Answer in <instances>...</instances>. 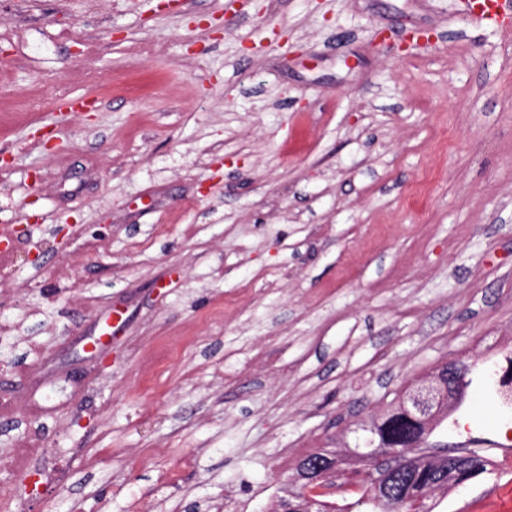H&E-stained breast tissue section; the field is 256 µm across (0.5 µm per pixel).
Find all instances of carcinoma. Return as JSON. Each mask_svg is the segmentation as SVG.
Returning <instances> with one entry per match:
<instances>
[{
  "mask_svg": "<svg viewBox=\"0 0 512 512\" xmlns=\"http://www.w3.org/2000/svg\"><path fill=\"white\" fill-rule=\"evenodd\" d=\"M448 413L433 416H407L405 409L396 406L378 424L370 429L374 438L366 477L355 491L358 498L348 508L362 512H432V492L451 484V480L469 481L485 472L488 458L478 450L447 452V445L432 440L437 424L445 421ZM378 458H398L402 469H380ZM307 482L301 481L280 506L288 512H303Z\"/></svg>",
  "mask_w": 512,
  "mask_h": 512,
  "instance_id": "obj_1",
  "label": "carcinoma"
}]
</instances>
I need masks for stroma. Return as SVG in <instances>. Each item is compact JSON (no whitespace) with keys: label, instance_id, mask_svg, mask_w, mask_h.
<instances>
[{"label":"stroma","instance_id":"obj_1","mask_svg":"<svg viewBox=\"0 0 512 512\" xmlns=\"http://www.w3.org/2000/svg\"><path fill=\"white\" fill-rule=\"evenodd\" d=\"M0 48V224L29 253L0 456L41 441L47 479L14 476L21 512H273L445 363L505 372L512 34L466 0H0ZM437 434L491 464L433 512H512L486 384ZM329 450L330 449L328 448H324L319 452L310 454L303 458L299 463V475L301 470L306 469L309 465L312 464L313 461L327 455ZM343 461V454L333 451L329 456L324 457V462L322 460L314 462L313 466H310L311 472L306 473V475L309 476L308 486H313L311 492L319 493L324 491L325 489H323L322 486L336 475V471L341 469V464Z\"/></svg>","mask_w":512,"mask_h":512}]
</instances>
